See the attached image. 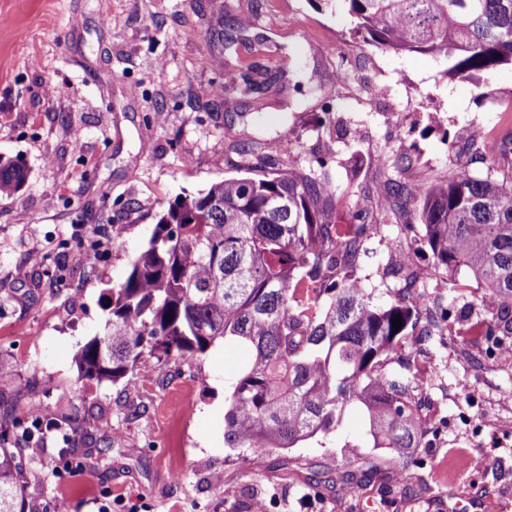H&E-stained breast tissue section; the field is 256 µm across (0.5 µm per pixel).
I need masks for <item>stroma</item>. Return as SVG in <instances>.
Instances as JSON below:
<instances>
[{
	"mask_svg": "<svg viewBox=\"0 0 512 512\" xmlns=\"http://www.w3.org/2000/svg\"><path fill=\"white\" fill-rule=\"evenodd\" d=\"M354 26L328 0H0V158L28 172L18 194L0 198V366L23 383L0 404L20 420L8 448L33 460L42 484L35 512L62 498L70 512H98L107 499L112 512H450L462 484L477 512H512V363L472 333L483 315L476 281L455 335L415 355L417 394L440 424L423 464L394 472L390 494L301 482L311 468L373 460L354 413L338 440L258 468L225 448L224 380L244 356L223 342L152 364L129 385L86 379L74 361L156 213L257 165L275 141L302 162L334 142L339 223L362 206L377 216L356 276L389 300L396 284L383 266L419 251L424 227L397 224L378 184L398 174L401 154L411 165L398 175L422 186L455 169L445 129L512 133V66L452 79L441 60L366 45ZM96 239L107 254L75 263ZM33 250L41 264L18 277ZM37 425L40 438L28 440Z\"/></svg>",
	"mask_w": 512,
	"mask_h": 512,
	"instance_id": "stroma-1",
	"label": "stroma"
}]
</instances>
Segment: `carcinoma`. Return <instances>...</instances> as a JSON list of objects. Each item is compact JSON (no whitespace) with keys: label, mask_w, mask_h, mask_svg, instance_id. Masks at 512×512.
Listing matches in <instances>:
<instances>
[{"label":"carcinoma","mask_w":512,"mask_h":512,"mask_svg":"<svg viewBox=\"0 0 512 512\" xmlns=\"http://www.w3.org/2000/svg\"><path fill=\"white\" fill-rule=\"evenodd\" d=\"M354 32L369 45L442 59L453 78L479 79L512 65V0H343ZM476 126L445 132L448 150L466 156L423 188L388 178L379 197L411 227L424 225L422 246L437 270L453 277L448 305L432 318L420 306L425 270L391 261L383 269L399 288L388 303L367 294L354 271L366 252L373 210L360 207L346 236L336 232L335 187L327 172L333 142L308 165L276 161L260 178L233 176L156 215L147 245L112 289L103 334L75 355L83 376L114 384L138 368L203 354L217 341L246 354L224 381V444L265 458L280 449L336 435L361 410L372 447L419 464L436 420L424 414L405 348L443 336L457 320L464 269L484 284L493 305L480 335L512 336V177L495 166L512 156V139L495 142L485 160ZM27 181L23 164L0 160V196ZM402 318L395 330L392 322ZM0 432V512H26L31 499L23 456ZM378 475L357 467L336 473L338 487L363 488Z\"/></svg>","instance_id":"obj_1"}]
</instances>
